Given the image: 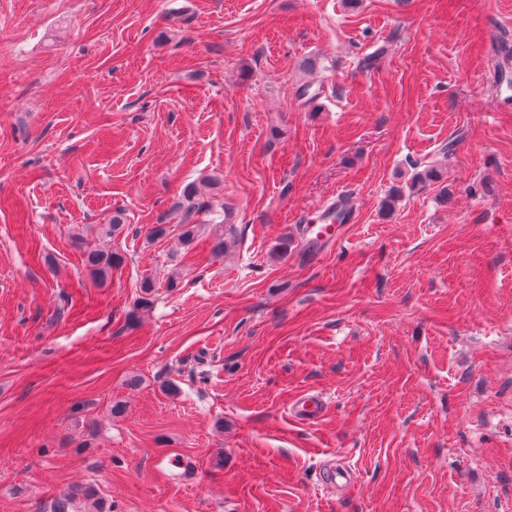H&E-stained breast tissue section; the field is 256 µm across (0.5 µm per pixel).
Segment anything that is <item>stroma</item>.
<instances>
[{"label":"stroma","mask_w":512,"mask_h":512,"mask_svg":"<svg viewBox=\"0 0 512 512\" xmlns=\"http://www.w3.org/2000/svg\"><path fill=\"white\" fill-rule=\"evenodd\" d=\"M506 55L512 0H0V512H512ZM83 256L87 266L101 279H106L112 272L121 270L127 259L126 254L117 249L92 248ZM176 457L170 458L167 460L166 457L157 458L154 461V470L156 473L162 477L167 479L171 475V466L182 469L181 472L177 473V476L184 482L191 483L195 480V474L189 465L188 461L182 459L179 461V464H175ZM73 498L83 500L85 512H112L111 505L107 506L104 498L91 486L78 487L73 491L72 497L59 500L54 512H70L69 505Z\"/></svg>","instance_id":"stroma-1"}]
</instances>
